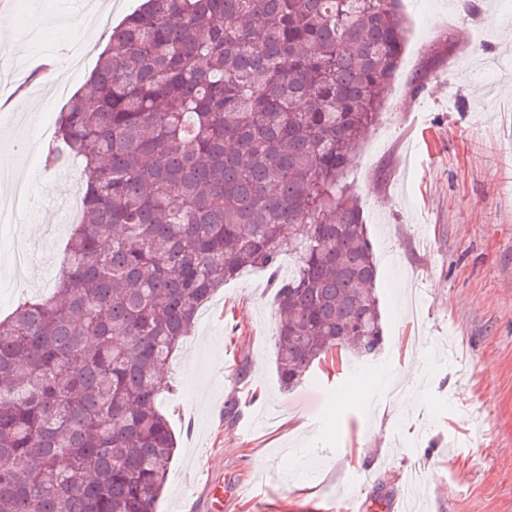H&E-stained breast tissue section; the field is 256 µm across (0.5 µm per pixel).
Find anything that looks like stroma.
Wrapping results in <instances>:
<instances>
[{
    "label": "stroma",
    "mask_w": 512,
    "mask_h": 512,
    "mask_svg": "<svg viewBox=\"0 0 512 512\" xmlns=\"http://www.w3.org/2000/svg\"><path fill=\"white\" fill-rule=\"evenodd\" d=\"M405 2L400 69L347 177L378 259L384 348L281 390L272 283L249 271L225 285L166 374L177 448L157 512H205L209 471L242 489L224 512H328L334 498L394 494L412 476L436 490L430 503L412 498L413 512H512V0H468L459 13L455 0ZM140 3L0 0L12 20L0 57L27 62L0 83V166L28 186L21 222L36 254L22 270L0 261V316L51 292L69 232L54 186L73 194L85 180L45 168L29 141L55 130L97 63L59 60ZM94 9L96 33L84 24ZM32 21L40 39H21ZM17 105L30 130L14 125Z\"/></svg>",
    "instance_id": "stroma-1"
}]
</instances>
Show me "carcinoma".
<instances>
[{
  "label": "carcinoma",
  "mask_w": 512,
  "mask_h": 512,
  "mask_svg": "<svg viewBox=\"0 0 512 512\" xmlns=\"http://www.w3.org/2000/svg\"><path fill=\"white\" fill-rule=\"evenodd\" d=\"M397 3L144 0L112 30L46 154L85 173L58 281L0 320V512H156L164 372L246 270L275 288L283 387L336 346L381 353L346 174L399 68Z\"/></svg>",
  "instance_id": "cac0c4a2"
}]
</instances>
